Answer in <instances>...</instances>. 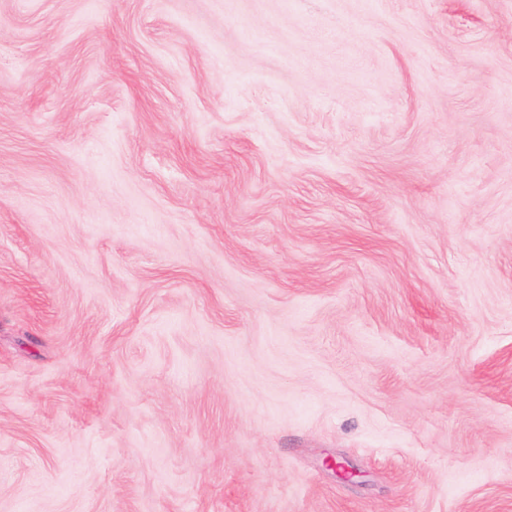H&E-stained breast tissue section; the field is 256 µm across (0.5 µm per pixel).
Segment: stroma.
Here are the masks:
<instances>
[{
  "mask_svg": "<svg viewBox=\"0 0 512 512\" xmlns=\"http://www.w3.org/2000/svg\"><path fill=\"white\" fill-rule=\"evenodd\" d=\"M0 512H512V0H0Z\"/></svg>",
  "mask_w": 512,
  "mask_h": 512,
  "instance_id": "obj_1",
  "label": "stroma"
}]
</instances>
